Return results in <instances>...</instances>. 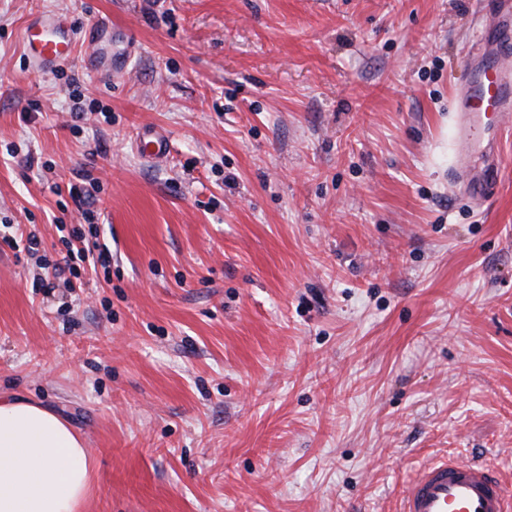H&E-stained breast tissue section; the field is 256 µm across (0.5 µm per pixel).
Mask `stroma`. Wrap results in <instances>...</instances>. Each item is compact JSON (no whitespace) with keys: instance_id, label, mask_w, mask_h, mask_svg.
Returning <instances> with one entry per match:
<instances>
[{"instance_id":"stroma-1","label":"stroma","mask_w":512,"mask_h":512,"mask_svg":"<svg viewBox=\"0 0 512 512\" xmlns=\"http://www.w3.org/2000/svg\"><path fill=\"white\" fill-rule=\"evenodd\" d=\"M491 3L0 0V238L112 253L37 288L0 241V395L84 439L88 512H398L447 457L512 493V141L484 202L452 143ZM44 9L136 47L42 73ZM145 151L152 160L160 161L169 154V138L152 129H145L140 134Z\"/></svg>"}]
</instances>
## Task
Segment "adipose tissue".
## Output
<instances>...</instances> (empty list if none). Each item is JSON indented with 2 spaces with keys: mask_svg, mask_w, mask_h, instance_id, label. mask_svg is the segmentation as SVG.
<instances>
[{
  "mask_svg": "<svg viewBox=\"0 0 512 512\" xmlns=\"http://www.w3.org/2000/svg\"><path fill=\"white\" fill-rule=\"evenodd\" d=\"M91 479L83 441L64 418L0 396V512H83Z\"/></svg>",
  "mask_w": 512,
  "mask_h": 512,
  "instance_id": "1",
  "label": "adipose tissue"
}]
</instances>
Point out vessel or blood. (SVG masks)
I'll list each match as a JSON object with an SVG mask.
<instances>
[{
  "mask_svg": "<svg viewBox=\"0 0 512 512\" xmlns=\"http://www.w3.org/2000/svg\"><path fill=\"white\" fill-rule=\"evenodd\" d=\"M496 50L473 56L470 79L457 93L454 119L455 167L471 196H488L497 180L500 141L512 137V0H497L493 18ZM33 65L52 71L74 52L68 19L44 11L24 31ZM149 157L169 153V138L141 133ZM399 512H512V496L484 465L443 459L423 466L401 495Z\"/></svg>",
  "mask_w": 512,
  "mask_h": 512,
  "instance_id": "vessel-or-blood-1",
  "label": "vessel or blood"
}]
</instances>
